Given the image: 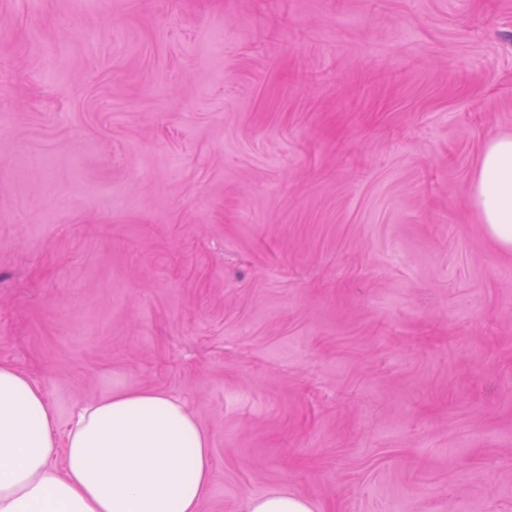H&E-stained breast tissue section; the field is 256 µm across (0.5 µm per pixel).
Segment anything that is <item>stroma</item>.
<instances>
[{"label":"stroma","mask_w":512,"mask_h":512,"mask_svg":"<svg viewBox=\"0 0 512 512\" xmlns=\"http://www.w3.org/2000/svg\"><path fill=\"white\" fill-rule=\"evenodd\" d=\"M512 0H0V363L212 439L201 512H512ZM471 195L486 231L512 250V134H500L482 148ZM243 509V512H314L307 500L286 491L250 495Z\"/></svg>","instance_id":"obj_1"}]
</instances>
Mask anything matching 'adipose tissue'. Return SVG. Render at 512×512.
I'll return each instance as SVG.
<instances>
[{"instance_id": "1", "label": "adipose tissue", "mask_w": 512, "mask_h": 512, "mask_svg": "<svg viewBox=\"0 0 512 512\" xmlns=\"http://www.w3.org/2000/svg\"><path fill=\"white\" fill-rule=\"evenodd\" d=\"M471 195L512 250V134L482 148ZM211 438L181 400L118 390L59 427L42 388L0 364V512H200Z\"/></svg>"}]
</instances>
